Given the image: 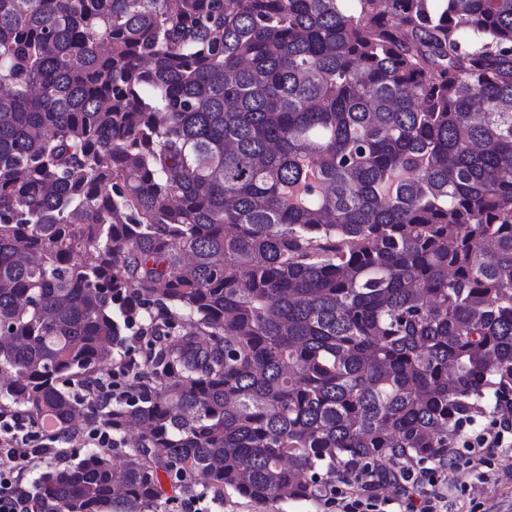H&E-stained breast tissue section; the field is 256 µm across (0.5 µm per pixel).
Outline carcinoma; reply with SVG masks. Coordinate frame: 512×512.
<instances>
[{
    "instance_id": "cac0c4a2",
    "label": "carcinoma",
    "mask_w": 512,
    "mask_h": 512,
    "mask_svg": "<svg viewBox=\"0 0 512 512\" xmlns=\"http://www.w3.org/2000/svg\"><path fill=\"white\" fill-rule=\"evenodd\" d=\"M2 407L140 428L54 512L321 501L512 422V0H0ZM122 372L118 370L116 366H113L112 370L103 373L96 377L93 382L87 387L86 398L95 403H105L112 399V375L116 376L117 373ZM161 480L164 491L162 501H166V511L163 512H182L181 502L189 493L185 492L180 486L172 485L173 482L166 475H162ZM203 501V497L191 495L183 500L182 509L184 512H203L204 509L200 507Z\"/></svg>"
}]
</instances>
